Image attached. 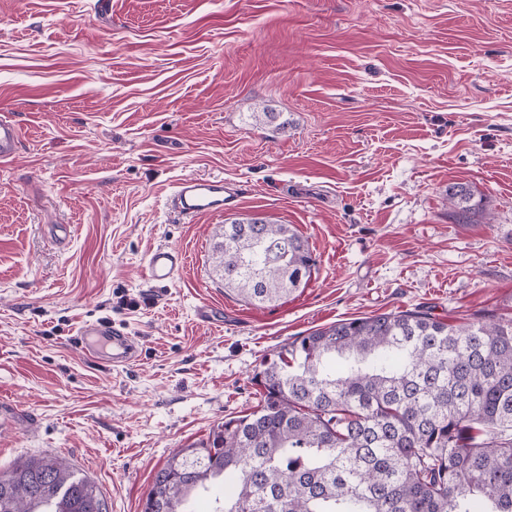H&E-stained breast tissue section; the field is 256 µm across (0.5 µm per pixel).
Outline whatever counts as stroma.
<instances>
[{"instance_id": "obj_1", "label": "stroma", "mask_w": 512, "mask_h": 512, "mask_svg": "<svg viewBox=\"0 0 512 512\" xmlns=\"http://www.w3.org/2000/svg\"><path fill=\"white\" fill-rule=\"evenodd\" d=\"M0 113L23 131L0 164V473L56 456L142 512L292 337L397 308L512 318V0H0ZM187 176L240 206L182 223L165 195ZM452 183L483 199L470 223ZM241 217L316 260L273 305L213 269ZM161 245L187 264L155 287ZM101 320L139 360L84 357L72 338ZM448 200L454 208L458 224H467L471 211L475 204H472L473 194L469 186L455 183L448 185Z\"/></svg>"}]
</instances>
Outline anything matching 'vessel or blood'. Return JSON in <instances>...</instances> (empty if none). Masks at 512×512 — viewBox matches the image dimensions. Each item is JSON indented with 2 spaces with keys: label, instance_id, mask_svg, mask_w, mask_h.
Returning a JSON list of instances; mask_svg holds the SVG:
<instances>
[{
  "label": "vessel or blood",
  "instance_id": "obj_1",
  "mask_svg": "<svg viewBox=\"0 0 512 512\" xmlns=\"http://www.w3.org/2000/svg\"><path fill=\"white\" fill-rule=\"evenodd\" d=\"M22 140V130L13 120L0 118V163L14 159ZM241 202L238 187L221 179L186 177L178 181L169 196L170 207L185 222L204 216L220 215L236 208ZM186 263L185 254L176 248L157 247L145 258V267L150 282L167 284L182 271ZM75 344L89 358L119 366L130 363L138 356L131 336L121 327L105 322L85 323L80 326Z\"/></svg>",
  "mask_w": 512,
  "mask_h": 512
}]
</instances>
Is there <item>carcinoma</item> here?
Wrapping results in <instances>:
<instances>
[{"label":"carcinoma","mask_w":512,"mask_h":512,"mask_svg":"<svg viewBox=\"0 0 512 512\" xmlns=\"http://www.w3.org/2000/svg\"><path fill=\"white\" fill-rule=\"evenodd\" d=\"M468 223L469 186H448ZM224 288L264 305L311 277L290 224L238 218L212 246ZM260 399L174 451L142 512H512V319L455 325L424 309L344 319L264 356ZM0 485V512H109L55 457Z\"/></svg>","instance_id":"carcinoma-1"}]
</instances>
